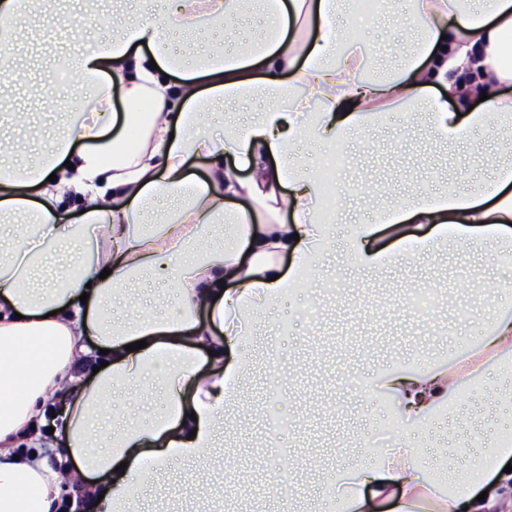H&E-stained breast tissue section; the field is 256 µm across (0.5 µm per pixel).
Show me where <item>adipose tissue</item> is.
Masks as SVG:
<instances>
[{"instance_id": "obj_1", "label": "adipose tissue", "mask_w": 512, "mask_h": 512, "mask_svg": "<svg viewBox=\"0 0 512 512\" xmlns=\"http://www.w3.org/2000/svg\"><path fill=\"white\" fill-rule=\"evenodd\" d=\"M0 0V29L71 8L84 33L59 63L64 133L23 164L0 161V512H56L78 488L81 512H142L146 494L177 462L196 463L188 485L208 503L201 469L244 405L259 317L288 289L319 274L340 246L363 269L400 266L448 244L483 249L512 264V156L472 148L482 172L466 186L442 181L374 203V223L337 234L320 208L326 186L315 159L295 155L311 140L330 147L371 137L390 112L434 144L469 142L478 129L512 141V0H389L416 36L397 70L371 72L374 49L343 19L351 0ZM117 24L92 29L104 11ZM261 35L234 50L216 41L194 58L172 48L176 33L240 27L246 11ZM120 94L124 112L111 109ZM242 102L254 108L215 136L208 114ZM203 161L206 177L192 169ZM82 212L61 216L64 200ZM169 213L159 216L158 205ZM427 226L417 251L381 247V224ZM290 256L282 266L281 256ZM172 283L175 306L132 316L120 301L146 280ZM477 309L494 316L479 357L495 371L493 396L457 410L443 451L447 479L429 477L425 448L437 411L463 378L455 364L421 360L411 370H375L400 428L395 450L355 474L337 473L313 512H504L512 508V456L501 435L512 417V281H467ZM146 348L131 352L130 343ZM101 362L86 373L88 360ZM159 396L145 414L127 402L109 425L114 397L131 388ZM70 401L54 412L57 393ZM50 424L53 434L41 435ZM56 464H49V456ZM125 472H118V465Z\"/></svg>"}]
</instances>
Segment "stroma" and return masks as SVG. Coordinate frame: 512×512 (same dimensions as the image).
Listing matches in <instances>:
<instances>
[{
  "label": "stroma",
  "mask_w": 512,
  "mask_h": 512,
  "mask_svg": "<svg viewBox=\"0 0 512 512\" xmlns=\"http://www.w3.org/2000/svg\"><path fill=\"white\" fill-rule=\"evenodd\" d=\"M20 24V49L28 58L30 80L19 88L0 89V99L27 109L31 123L41 127L40 144L46 147L61 134L62 116L44 110L42 98L64 83L55 60L73 45L76 33L63 18L30 16ZM356 33L376 46L383 66L395 65L413 38L403 22L387 12L359 21ZM404 124L402 113H391L372 140L355 138L346 144L336 185L338 195L351 199L339 215L342 226L372 219L358 200L361 185L393 183L406 195L439 177L463 183L477 176L469 163L471 145L452 144L432 154L420 139L404 135ZM325 270L331 279L357 278L365 286L352 295L331 287L316 298L309 289L293 288L281 299L274 323L287 326L289 335L273 343L260 337V358L246 384L248 411L222 441L220 454L229 463L213 491L222 512H242L247 505L253 512H310L318 482L364 467L368 453L390 447V396L381 390L371 395L353 391L339 398L338 378L355 371L359 359L367 356L381 368L405 370L419 350L433 353L442 363L468 355L480 336L476 308L465 291L467 276L478 275L493 284L512 275L491 256L457 250L434 260L371 271L356 267L336 250L327 257ZM411 285L442 295V303L427 315L412 312L406 303ZM311 304L314 316H301V309ZM269 350L280 362L294 366L283 382L275 381L267 365ZM278 413L293 420L291 455L285 462L267 446L268 421ZM289 466L297 470L298 482L288 503L263 497L261 488Z\"/></svg>",
  "instance_id": "35a3bbf8"
}]
</instances>
